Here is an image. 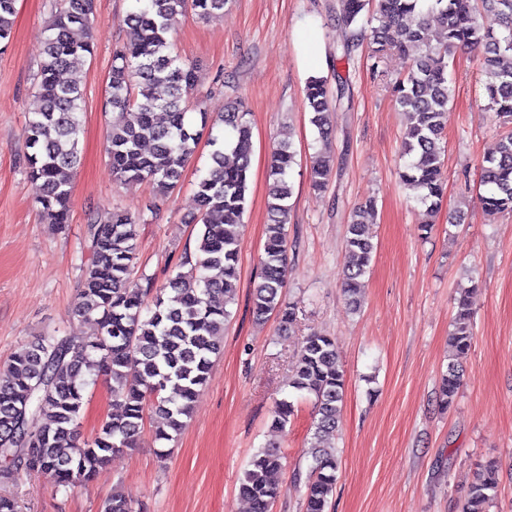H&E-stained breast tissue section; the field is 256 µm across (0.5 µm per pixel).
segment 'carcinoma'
I'll return each mask as SVG.
<instances>
[{"label":"carcinoma","mask_w":512,"mask_h":512,"mask_svg":"<svg viewBox=\"0 0 512 512\" xmlns=\"http://www.w3.org/2000/svg\"><path fill=\"white\" fill-rule=\"evenodd\" d=\"M126 15L127 42L113 52L109 75L110 111L119 113L107 135V157L119 182L149 181L163 194L180 182L202 136L213 147L211 163L196 184L202 227L196 248L185 254L165 285L134 282L137 220L116 213L107 222L86 213L89 258L82 267V287L72 313L92 328L87 341L57 331L16 352L0 371V484L16 481L20 472L50 476L55 486L75 488L92 478L112 454L130 448L152 413L162 420L158 439L171 441L185 426L191 404L208 379L212 358L223 351L224 325L235 301L240 236L247 209L252 138L249 112L239 101L224 105L214 120L198 109L189 111L186 97L197 83L195 68L173 55L169 35L191 9L201 18L223 14L224 0H133ZM346 29L343 57L350 56L363 15L372 14L374 53L406 52L417 56L394 92L405 120L403 154L409 157L402 179L417 192L427 211L444 203L446 112L452 99L448 57L459 49L480 50L489 109L508 128L497 151L484 158L479 185L487 216L512 212V0H338ZM16 0H0V53L8 47ZM94 23L93 0H52L37 84L24 127L27 173L38 184L37 203L43 222L58 230L69 223L71 175L80 162L84 97L66 81L77 60L92 47L75 32ZM442 37L431 39L432 25ZM310 122L322 137L332 132V102L327 80L312 76L305 86ZM231 151L233 161L225 160ZM296 165L291 143L274 149L269 170V214L259 281L251 294L252 315L263 321L281 314L280 331L296 321V305L284 304L288 279V215L292 208ZM330 160L317 156L309 171L315 190L326 187ZM374 201L356 208L347 227L349 262L343 292L350 310L360 309L363 278L370 270L374 244L365 217ZM217 269L212 278L207 271ZM472 312L468 295L457 299L453 352L469 349ZM112 381L120 416L102 423L92 441H79V423L90 384V367ZM461 386L454 362L441 378L439 400L448 407ZM288 387L314 398L310 428L312 462L303 481L305 512H329L336 489L339 456L331 438L346 394V375L336 340L312 334L303 342ZM294 415V403H276L272 426L283 429ZM275 447L259 449L239 482V493L251 512H271L276 496L272 476L284 468ZM498 488V465L490 462L472 482L463 512H488ZM101 512H134L122 494L112 493Z\"/></svg>","instance_id":"carcinoma-1"}]
</instances>
